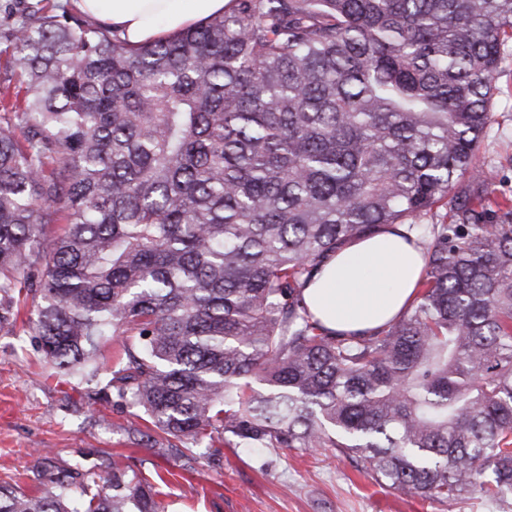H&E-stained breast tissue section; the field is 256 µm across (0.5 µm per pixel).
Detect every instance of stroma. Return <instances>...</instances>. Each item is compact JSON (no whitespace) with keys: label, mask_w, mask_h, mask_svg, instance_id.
Masks as SVG:
<instances>
[{"label":"stroma","mask_w":512,"mask_h":512,"mask_svg":"<svg viewBox=\"0 0 512 512\" xmlns=\"http://www.w3.org/2000/svg\"><path fill=\"white\" fill-rule=\"evenodd\" d=\"M491 123L477 163L490 170L489 191L512 198V53H504ZM138 410L112 395L89 400L84 387L51 368L35 346L0 332V481L36 484L37 452L51 449L59 465L100 463L122 455L148 474L169 470L165 512H489L466 498L442 505L378 484L334 449H283L271 463L240 448L216 460L187 465L163 445H146L128 431L140 426Z\"/></svg>","instance_id":"35a3bbf8"}]
</instances>
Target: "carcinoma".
Here are the masks:
<instances>
[{
  "label": "carcinoma",
  "instance_id": "cac0c4a2",
  "mask_svg": "<svg viewBox=\"0 0 512 512\" xmlns=\"http://www.w3.org/2000/svg\"><path fill=\"white\" fill-rule=\"evenodd\" d=\"M42 2L0 19L25 85L0 76V331L31 297L26 333L87 385L117 342L106 388L174 457L332 448L512 512V200L474 165L512 0H229L137 46ZM393 224L424 250L412 304L326 332L302 290ZM39 462L0 512H164L160 472Z\"/></svg>",
  "mask_w": 512,
  "mask_h": 512
}]
</instances>
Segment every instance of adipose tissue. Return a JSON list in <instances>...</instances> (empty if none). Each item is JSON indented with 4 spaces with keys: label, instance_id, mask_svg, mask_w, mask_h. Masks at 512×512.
<instances>
[{
    "label": "adipose tissue",
    "instance_id": "1",
    "mask_svg": "<svg viewBox=\"0 0 512 512\" xmlns=\"http://www.w3.org/2000/svg\"><path fill=\"white\" fill-rule=\"evenodd\" d=\"M228 0H78L79 9L132 45L223 12ZM424 273L421 253L396 229L355 239L320 266L302 295L327 330L363 335L398 317Z\"/></svg>",
    "mask_w": 512,
    "mask_h": 512
}]
</instances>
